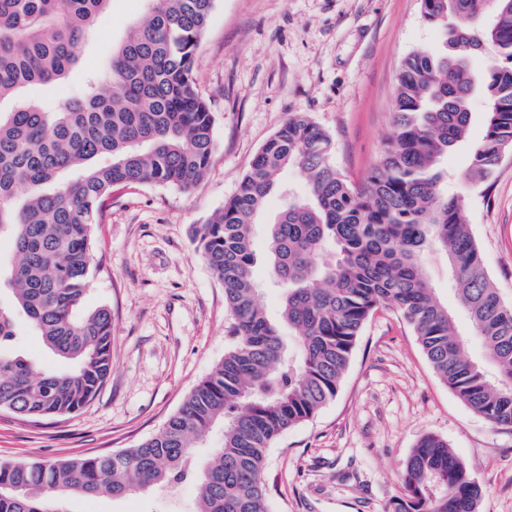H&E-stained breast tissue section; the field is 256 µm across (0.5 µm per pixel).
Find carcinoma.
<instances>
[{"instance_id": "obj_1", "label": "carcinoma", "mask_w": 512, "mask_h": 512, "mask_svg": "<svg viewBox=\"0 0 512 512\" xmlns=\"http://www.w3.org/2000/svg\"><path fill=\"white\" fill-rule=\"evenodd\" d=\"M111 0H0V409L34 417L76 413L112 370V315L87 309L94 226L117 186L189 192L208 171L214 115L194 64L215 0H147L148 19L112 46L108 70L48 112L32 95L58 86ZM442 32L437 50L409 54L398 73L396 137L364 182L332 160L331 136L297 113L252 159L236 194L194 241L224 285L233 319L224 359L152 437L107 456L0 462V512H60L71 497H123L154 486L198 484L195 512H268L262 473L285 430L337 393L367 319L395 309L438 376L475 413L512 427V305L491 281L470 230L464 197L439 185L440 160L468 139L470 99L487 102L483 136L470 143L462 180L486 194L501 154L512 152V0H421ZM501 62L472 66L486 46ZM290 167L305 196L270 222L271 273L284 287L268 315L253 277L251 221ZM334 258L327 261L328 247ZM442 250L482 358L471 356L423 265ZM26 320L55 364L19 352ZM296 332L288 349L282 327ZM217 426L224 442L198 444ZM389 512H477L482 487L435 435L423 436L401 473Z\"/></svg>"}]
</instances>
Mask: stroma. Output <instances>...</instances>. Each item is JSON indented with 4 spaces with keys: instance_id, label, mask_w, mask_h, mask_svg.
Listing matches in <instances>:
<instances>
[{
    "instance_id": "stroma-1",
    "label": "stroma",
    "mask_w": 512,
    "mask_h": 512,
    "mask_svg": "<svg viewBox=\"0 0 512 512\" xmlns=\"http://www.w3.org/2000/svg\"><path fill=\"white\" fill-rule=\"evenodd\" d=\"M143 0H111L80 65L40 97L48 111L106 63ZM420 0H217L194 76L214 114L215 150L191 192L159 185L113 189L95 227L94 273L85 305L112 314V371L86 408L34 419L0 410V461L107 455L154 435L223 359L232 317L224 286L193 240L237 191L263 144L295 113L332 138L337 169L364 181L394 138L396 78L414 50L440 45ZM252 225L259 300L278 315L283 290L269 274L268 225L304 194L291 168ZM484 267L512 304V159L489 195L460 182ZM436 298L470 334L444 253L425 258ZM445 439L483 489L479 512H512V429L485 420L434 372L409 325L389 308L366 322L335 398L269 448L263 474L269 512H388L421 437ZM198 487L154 488L115 500L77 497L62 512H193Z\"/></svg>"
}]
</instances>
